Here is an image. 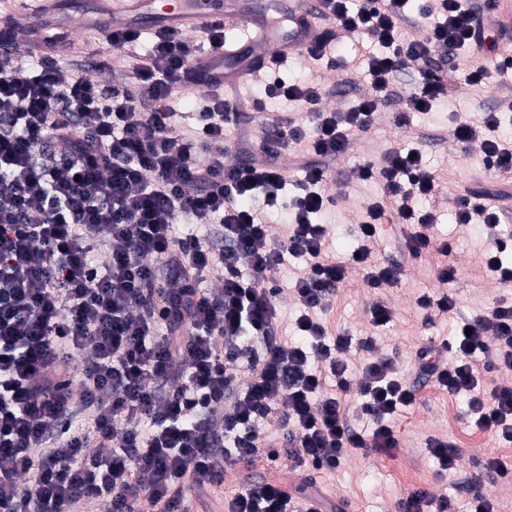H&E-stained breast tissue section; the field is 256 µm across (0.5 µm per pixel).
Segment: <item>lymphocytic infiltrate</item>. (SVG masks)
Segmentation results:
<instances>
[{"label": "lymphocytic infiltrate", "instance_id": "f902f5d3", "mask_svg": "<svg viewBox=\"0 0 512 512\" xmlns=\"http://www.w3.org/2000/svg\"><path fill=\"white\" fill-rule=\"evenodd\" d=\"M329 26L310 58L337 70L336 46L362 35L370 86L355 106L325 110L317 84L287 83L258 69L266 91L301 103L306 124L279 117L263 143L305 148L300 194L275 237L263 218L282 206L286 185L273 160L228 162L233 101L213 87L198 123L184 128L175 99L197 86L192 63L224 43L214 26L205 42L159 28L131 83H108L113 51L135 48L140 34L112 31L87 70L68 72L55 44L37 60L0 52V512H190L194 498L224 484V470L259 462L331 473L352 452L398 448L397 415L418 389L374 339L331 335L321 318L346 286L350 266L371 290L398 283L400 265L377 261L382 224L408 228L403 247L431 258L439 281L454 279L453 246L435 237L430 206L439 177L423 155L394 147L353 173L380 183L357 222L355 255L337 260L330 230L315 214L334 206L325 160L353 151L371 133L382 101L405 113L430 111L447 88L429 61L468 54L463 82L485 84L512 70V55L490 42L479 14L461 0H426L410 30L409 0H324ZM413 68L410 90L395 86ZM498 113L457 122L458 142L477 145L486 169L512 173V140ZM506 190L473 191L452 202L455 220L486 230V273L512 286ZM179 224L208 226L209 238L176 237ZM305 258L293 291L300 341L284 342L279 291L286 256ZM366 353L358 369L348 356ZM448 363H439L437 352ZM418 375L463 396L475 426L512 443V303H496L440 346L416 349ZM367 429L350 421L352 395ZM278 418L280 436L259 427ZM317 494L296 498L262 480L239 486L224 512H317Z\"/></svg>", "mask_w": 512, "mask_h": 512}]
</instances>
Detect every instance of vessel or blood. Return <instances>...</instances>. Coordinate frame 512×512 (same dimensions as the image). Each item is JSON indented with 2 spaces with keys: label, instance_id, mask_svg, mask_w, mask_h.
Masks as SVG:
<instances>
[{
  "label": "vessel or blood",
  "instance_id": "vessel-or-blood-1",
  "mask_svg": "<svg viewBox=\"0 0 512 512\" xmlns=\"http://www.w3.org/2000/svg\"><path fill=\"white\" fill-rule=\"evenodd\" d=\"M147 0H105L104 10L110 17L111 28L129 23L142 12ZM58 7L57 0H18V15L14 24L28 31L33 21L50 17ZM323 0H293L276 20L259 13L257 8L243 11L225 10L222 0H174L168 9V28L184 34L208 28L216 22L233 24L237 39L225 42L223 48L212 51L209 58L199 61L200 82L211 85L222 81L235 86L245 82L255 72L256 65L278 57H302L321 35L320 18ZM258 53L257 63L225 74L224 61L236 57L242 46Z\"/></svg>",
  "mask_w": 512,
  "mask_h": 512
}]
</instances>
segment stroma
Here are the masks:
<instances>
[{"label":"stroma","mask_w":512,"mask_h":512,"mask_svg":"<svg viewBox=\"0 0 512 512\" xmlns=\"http://www.w3.org/2000/svg\"><path fill=\"white\" fill-rule=\"evenodd\" d=\"M443 80L452 93L435 109L415 114L410 127L395 128L393 120L400 110L398 103L381 107L379 125L374 133L360 141L353 152L327 161L329 171L352 170L365 159L378 158L392 146L420 148L425 159L440 175L439 190L451 196L465 187L492 182L473 146L455 141L454 113L501 112L512 101V75H494L486 86L476 89L461 84L455 70L456 63L445 60ZM286 80L320 82L325 87L324 109L345 110L353 106L368 87L363 69L353 70L351 84H342L340 76L327 72L318 61L289 59L281 67ZM263 112L246 111L237 120L241 134L250 140L239 150L240 157H249L257 147V135L269 116H289L304 119V109L295 102L282 98L267 100ZM380 193L375 181L350 179L347 196L335 208L318 215L319 223L330 225L337 253L353 246L352 229L365 204ZM436 236L451 239L455 251L456 276L454 280L438 282L434 265L416 261L405 254L402 247L406 229L400 224H384L374 246L378 261L396 262L403 269L398 283L391 288L371 291L364 288L362 276L351 271L347 286L337 292L326 314L329 329L335 334L360 336L372 333L376 352L397 359L406 377H414L412 352L424 342L448 338L453 322L468 321L484 314L499 300L512 302V291L501 288L487 275L480 263L482 253L490 240L482 226H456L454 215L445 206L437 208ZM448 293L456 301V315L448 320L427 319L418 308L416 299L425 293ZM387 303L393 311V320L386 327L371 329L368 308L374 301ZM399 446L389 454L351 455L334 473L310 472L302 476L289 472L286 466L271 467L257 464L254 469L243 467L228 471L224 477L225 490L241 486L251 477L276 481L291 495L303 490V479L310 478L321 487L328 502L343 504V512H399L401 501L408 493L424 489L435 495H447L456 505L470 498V478L490 457L512 459V443L475 427L467 413L463 398L448 394L434 384H427L419 393L417 403L395 420ZM432 438L448 440L459 451L458 467L452 474H443L431 457L427 442Z\"/></svg>","instance_id":"35a3bbf8"}]
</instances>
